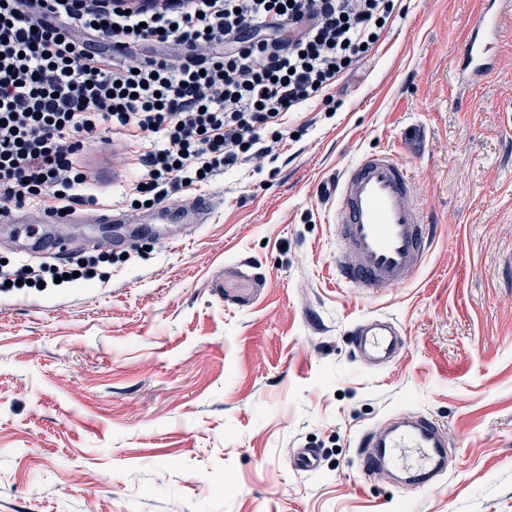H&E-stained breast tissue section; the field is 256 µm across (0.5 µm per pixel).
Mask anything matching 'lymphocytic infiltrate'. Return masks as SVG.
<instances>
[{
	"instance_id": "lymphocytic-infiltrate-1",
	"label": "lymphocytic infiltrate",
	"mask_w": 512,
	"mask_h": 512,
	"mask_svg": "<svg viewBox=\"0 0 512 512\" xmlns=\"http://www.w3.org/2000/svg\"><path fill=\"white\" fill-rule=\"evenodd\" d=\"M395 0H0V216L89 204L73 165L90 141L157 134L133 191L158 205L241 162L278 158L286 116L374 48ZM282 37L246 41V27ZM181 50L146 63L133 49Z\"/></svg>"
}]
</instances>
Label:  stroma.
Masks as SVG:
<instances>
[{
  "label": "stroma",
  "instance_id": "35a3bbf8",
  "mask_svg": "<svg viewBox=\"0 0 512 512\" xmlns=\"http://www.w3.org/2000/svg\"><path fill=\"white\" fill-rule=\"evenodd\" d=\"M397 9L331 88L337 111L308 103L277 161L200 186L220 200L205 223H184L177 194L102 228L149 144L78 157L96 202L72 247L112 260L90 281L0 288V512H512V0L476 85L456 71L475 0ZM373 149L413 169L437 243L411 283L364 294L336 279L320 186ZM0 260L61 258L0 223ZM370 315L406 340L382 368L348 334ZM396 412L447 431L426 487L362 468L360 437ZM306 445L313 473L291 462Z\"/></svg>",
  "mask_w": 512,
  "mask_h": 512
}]
</instances>
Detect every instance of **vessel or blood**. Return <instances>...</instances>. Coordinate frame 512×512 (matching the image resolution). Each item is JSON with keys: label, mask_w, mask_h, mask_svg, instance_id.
<instances>
[{"label": "vessel or blood", "mask_w": 512, "mask_h": 512, "mask_svg": "<svg viewBox=\"0 0 512 512\" xmlns=\"http://www.w3.org/2000/svg\"><path fill=\"white\" fill-rule=\"evenodd\" d=\"M501 0H477L457 62L470 81L493 70L489 49L499 29ZM412 168L386 151L363 154L342 168L328 192L335 201L332 222L337 243L339 279L362 292L410 282L425 266L431 248L430 214L413 194ZM354 352L378 364L399 357L406 348L401 331L390 319L359 320L351 331ZM363 468L386 469L414 457L423 474L440 472L447 440L432 419H396L362 440Z\"/></svg>", "instance_id": "1"}]
</instances>
